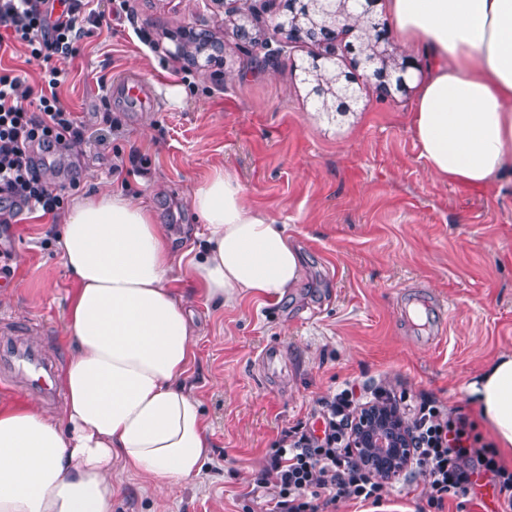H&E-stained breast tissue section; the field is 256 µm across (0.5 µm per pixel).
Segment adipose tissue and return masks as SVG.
<instances>
[{"instance_id": "1", "label": "adipose tissue", "mask_w": 512, "mask_h": 512, "mask_svg": "<svg viewBox=\"0 0 512 512\" xmlns=\"http://www.w3.org/2000/svg\"><path fill=\"white\" fill-rule=\"evenodd\" d=\"M388 30L418 53L410 130L429 175L469 188L512 174V0H382ZM189 206L201 247L180 251L152 208L109 188L76 200L56 245L76 284L71 344L58 376L62 414L0 405V512H112L122 475L174 489L211 454L189 381L193 327L172 288L183 270L208 301L281 299L304 272L286 225L214 171ZM501 451L512 454V355L465 386Z\"/></svg>"}]
</instances>
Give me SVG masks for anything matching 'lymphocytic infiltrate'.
<instances>
[{
    "instance_id": "obj_1",
    "label": "lymphocytic infiltrate",
    "mask_w": 512,
    "mask_h": 512,
    "mask_svg": "<svg viewBox=\"0 0 512 512\" xmlns=\"http://www.w3.org/2000/svg\"><path fill=\"white\" fill-rule=\"evenodd\" d=\"M92 0H0V49L23 46L41 65L36 98L21 92L19 77L0 73V204L56 215L65 195L48 182L36 152L56 154L86 140L88 130L61 102L67 74L53 62L78 50L86 26L102 25L105 14ZM318 427L299 422L285 430L258 478L269 492L264 512H323L339 501L379 506L386 480L352 462L347 447L367 405L348 383L321 398ZM466 415L444 418L424 403L413 423L418 444L407 465L426 481L428 512H445L449 501L468 497L480 480L500 495L499 512H512V468L496 449L476 447Z\"/></svg>"
}]
</instances>
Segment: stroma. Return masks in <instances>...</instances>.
<instances>
[{
  "instance_id": "obj_1",
  "label": "stroma",
  "mask_w": 512,
  "mask_h": 512,
  "mask_svg": "<svg viewBox=\"0 0 512 512\" xmlns=\"http://www.w3.org/2000/svg\"><path fill=\"white\" fill-rule=\"evenodd\" d=\"M188 25L219 40L220 61L200 70L170 55ZM75 58L64 105L92 132L47 167L75 200L110 187L146 200L180 249L196 244L192 187L223 170L267 209L304 255L305 276L288 298L248 297L218 308L191 301L198 326L190 380L212 433L200 477L158 493L126 477L112 512H261L257 477L282 431L312 421L320 398L356 382L399 396L406 421L421 400L472 414L465 385L493 358L512 354V175L485 189L434 180L408 126L412 92L380 95L345 54L358 101L333 124L310 106L290 60L243 50L224 10L203 0H126L111 26L91 28ZM137 75L156 110L138 111L106 87ZM112 125H104L103 113ZM51 217L22 213L0 227V317L57 364L68 350L74 283ZM274 349L276 371L262 361ZM390 484L380 507L337 503L327 512H420Z\"/></svg>"
}]
</instances>
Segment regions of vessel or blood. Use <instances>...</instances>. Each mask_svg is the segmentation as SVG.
I'll use <instances>...</instances> for the list:
<instances>
[{
    "label": "vessel or blood",
    "mask_w": 512,
    "mask_h": 512,
    "mask_svg": "<svg viewBox=\"0 0 512 512\" xmlns=\"http://www.w3.org/2000/svg\"><path fill=\"white\" fill-rule=\"evenodd\" d=\"M124 99L132 106L149 109L153 102L143 86L131 76H124L117 84ZM56 363L42 351L24 345L11 330L0 332V372L6 385H13L15 376H22L28 389L47 399L58 396L52 383Z\"/></svg>",
    "instance_id": "obj_1"
}]
</instances>
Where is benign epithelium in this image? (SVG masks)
Masks as SVG:
<instances>
[{"instance_id": "benign-epithelium-1", "label": "benign epithelium", "mask_w": 512, "mask_h": 512, "mask_svg": "<svg viewBox=\"0 0 512 512\" xmlns=\"http://www.w3.org/2000/svg\"><path fill=\"white\" fill-rule=\"evenodd\" d=\"M227 11L235 17L243 47L266 50L265 59L276 61L285 55L282 47L274 48L254 32L255 5L251 0H229ZM374 0H288V8L275 16V30L288 38V45L314 43L317 51L308 58L292 60L291 65L300 83L308 89L307 96L314 110L324 113L328 119L338 122L352 111L358 96L348 93V76L331 65L338 53L331 44L338 31H348L358 44L369 42L373 54L359 51L367 80H377L383 93L404 92L408 88V70L415 68L411 59L392 41L390 35L371 17L370 6ZM175 54L195 60L198 68L207 67L193 53L199 39L189 26L178 28ZM413 443L405 424L396 420L394 411L387 404H379L374 412L363 417L357 433L348 446L350 457L367 466L372 472L391 480L412 457Z\"/></svg>"}]
</instances>
